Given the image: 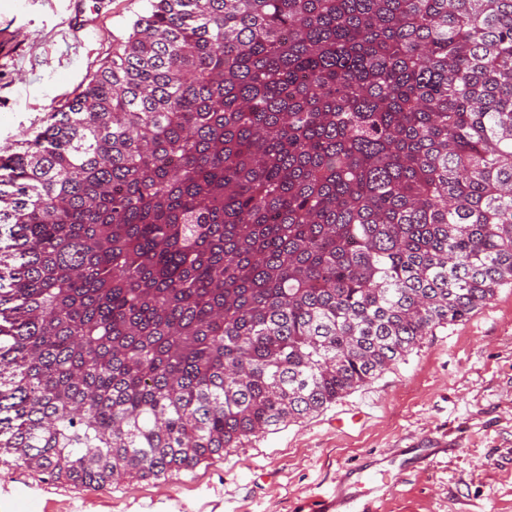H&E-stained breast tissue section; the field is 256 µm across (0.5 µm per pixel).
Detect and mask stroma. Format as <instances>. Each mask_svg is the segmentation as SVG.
Returning <instances> with one entry per match:
<instances>
[{
    "instance_id": "stroma-1",
    "label": "stroma",
    "mask_w": 512,
    "mask_h": 512,
    "mask_svg": "<svg viewBox=\"0 0 512 512\" xmlns=\"http://www.w3.org/2000/svg\"><path fill=\"white\" fill-rule=\"evenodd\" d=\"M0 0V148L63 104L110 56L146 0ZM438 449L377 512H512V287L436 329L405 361L320 413L195 469L94 491L0 462V512H319L338 479L401 448Z\"/></svg>"
}]
</instances>
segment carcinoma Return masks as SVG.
Returning <instances> with one entry per match:
<instances>
[{
    "label": "carcinoma",
    "mask_w": 512,
    "mask_h": 512,
    "mask_svg": "<svg viewBox=\"0 0 512 512\" xmlns=\"http://www.w3.org/2000/svg\"><path fill=\"white\" fill-rule=\"evenodd\" d=\"M146 2L0 155V457L94 490L512 286V0Z\"/></svg>",
    "instance_id": "cac0c4a2"
}]
</instances>
